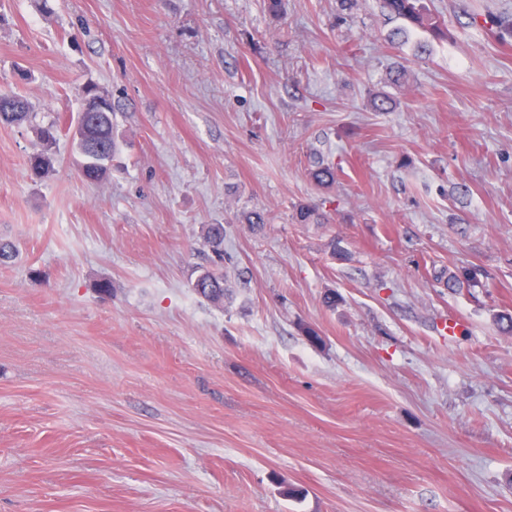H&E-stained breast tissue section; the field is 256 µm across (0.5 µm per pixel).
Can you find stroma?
<instances>
[{"label":"stroma","mask_w":512,"mask_h":512,"mask_svg":"<svg viewBox=\"0 0 512 512\" xmlns=\"http://www.w3.org/2000/svg\"><path fill=\"white\" fill-rule=\"evenodd\" d=\"M429 6L420 55L379 0H0V92L32 112L0 124V512H512V31L486 21L512 0ZM90 83L97 183L68 132ZM213 224L220 304L192 288ZM105 111L107 107L100 99L83 92L75 124L79 137L75 133V138L82 157L79 171L90 182L103 180L112 170V158L116 150L112 140V100L109 111ZM57 130L53 125L38 129V137L42 149L29 160V169L35 176H42L54 168L55 158L52 153V145L56 142Z\"/></svg>","instance_id":"obj_1"}]
</instances>
